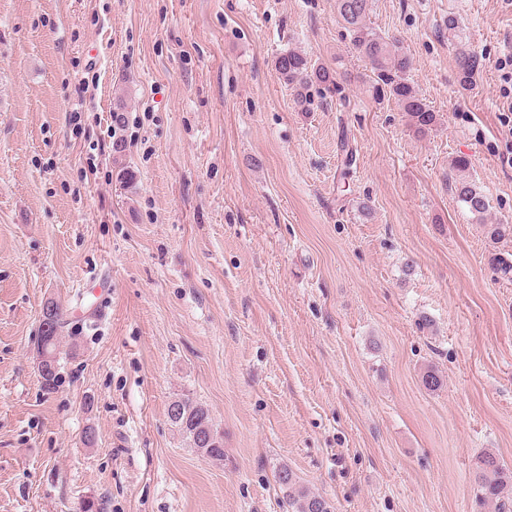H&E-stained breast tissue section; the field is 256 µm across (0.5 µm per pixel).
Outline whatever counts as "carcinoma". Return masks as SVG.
<instances>
[{"label":"carcinoma","instance_id":"cac0c4a2","mask_svg":"<svg viewBox=\"0 0 512 512\" xmlns=\"http://www.w3.org/2000/svg\"><path fill=\"white\" fill-rule=\"evenodd\" d=\"M370 0H336L337 16L344 22L350 36V44L357 55L368 61L374 75L369 85L375 102L393 100L408 120L409 128L418 136L430 133L438 124L437 113L422 98L411 81V58L399 41L386 38L367 22ZM448 40L454 46L457 81L459 86L470 89L482 69L479 54L463 40L460 26L453 17L448 18ZM276 70L295 93L294 103L301 108L307 101L308 88L312 84L324 89L336 87V79L328 68L317 64L304 53L289 50L277 57ZM454 193L460 203L480 222H485L488 201L478 188L461 176L454 180ZM66 313L55 305L52 321L40 331L38 345L47 348L51 361L40 374L45 390L55 388L59 365L58 347ZM171 424L206 457L224 459L223 441L218 436L209 410L188 394L172 399L167 411ZM276 481L285 492L292 512H332L331 504L323 496L298 484L294 472L283 465L276 471ZM474 484L480 498L496 504L497 512H512V469L501 463L493 452L480 455L474 471Z\"/></svg>","mask_w":512,"mask_h":512}]
</instances>
